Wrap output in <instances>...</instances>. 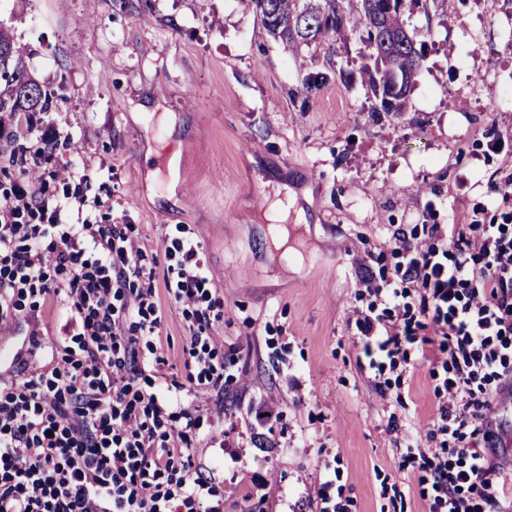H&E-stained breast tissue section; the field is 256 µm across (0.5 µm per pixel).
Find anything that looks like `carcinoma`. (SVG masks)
<instances>
[{"mask_svg": "<svg viewBox=\"0 0 512 512\" xmlns=\"http://www.w3.org/2000/svg\"><path fill=\"white\" fill-rule=\"evenodd\" d=\"M273 39L309 44L334 37L343 47L358 39L374 57V70H365L368 87L377 101L375 112H400L423 55L416 35L403 20L406 8L421 0H356L345 11L344 0H250ZM50 98L29 75L23 58L0 30V113L23 116L45 112Z\"/></svg>", "mask_w": 512, "mask_h": 512, "instance_id": "obj_1", "label": "carcinoma"}]
</instances>
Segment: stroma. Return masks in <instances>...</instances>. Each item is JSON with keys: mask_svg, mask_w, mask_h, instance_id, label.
<instances>
[{"mask_svg": "<svg viewBox=\"0 0 512 512\" xmlns=\"http://www.w3.org/2000/svg\"><path fill=\"white\" fill-rule=\"evenodd\" d=\"M406 17L426 56L404 110L377 117L358 41L294 50L249 0H0L52 94L56 165L93 174L91 220L133 225L153 253L197 241L224 296V393L193 400L224 512H432L404 455L430 445L436 382L417 344L361 357L356 314L375 298L359 280L394 276L390 226L512 209V15L429 0ZM160 301L181 380L188 321ZM260 408L275 420L258 425Z\"/></svg>", "mask_w": 512, "mask_h": 512, "instance_id": "35a3bbf8", "label": "stroma"}]
</instances>
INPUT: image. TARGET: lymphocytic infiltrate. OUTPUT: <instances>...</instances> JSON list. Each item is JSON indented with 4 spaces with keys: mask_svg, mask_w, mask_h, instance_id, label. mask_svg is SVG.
Instances as JSON below:
<instances>
[{
    "mask_svg": "<svg viewBox=\"0 0 512 512\" xmlns=\"http://www.w3.org/2000/svg\"><path fill=\"white\" fill-rule=\"evenodd\" d=\"M41 142L25 163L36 179L0 191V330L49 326L52 309L71 313L68 338L49 340L50 367L0 373V512H224V494L196 459L200 417L181 403L191 389L223 393L224 365L212 334L224 299L207 276L201 247L172 244L174 276L158 282L129 224L69 222L73 199L49 187L62 176L58 133L40 113L26 119ZM400 258L393 281L364 287L392 304L389 315L358 312L366 357L419 343L431 368H453L436 388L438 447L423 457L436 505L445 512H504L496 437L487 412L495 398L476 376L512 387V211L480 223L426 224L421 235L391 230ZM190 309L183 349L187 374L152 389L167 366L159 289Z\"/></svg>",
    "mask_w": 512,
    "mask_h": 512,
    "instance_id": "obj_1",
    "label": "lymphocytic infiltrate"
}]
</instances>
